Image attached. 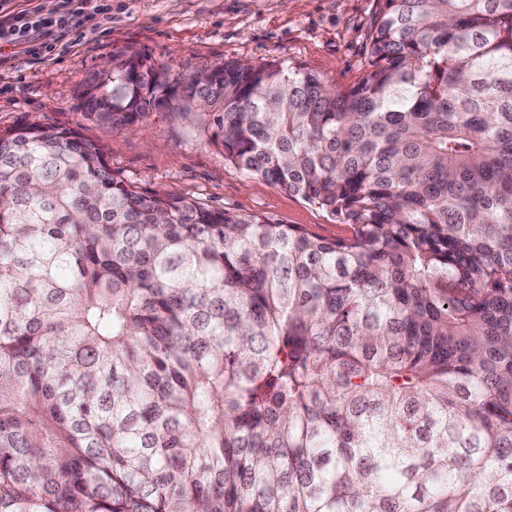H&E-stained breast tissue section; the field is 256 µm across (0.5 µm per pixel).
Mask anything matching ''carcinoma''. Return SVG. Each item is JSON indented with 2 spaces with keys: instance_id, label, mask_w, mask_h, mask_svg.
<instances>
[{
  "instance_id": "carcinoma-1",
  "label": "carcinoma",
  "mask_w": 512,
  "mask_h": 512,
  "mask_svg": "<svg viewBox=\"0 0 512 512\" xmlns=\"http://www.w3.org/2000/svg\"><path fill=\"white\" fill-rule=\"evenodd\" d=\"M371 56L338 90L125 48L80 94L211 113L335 239L0 130V512H512V0H382Z\"/></svg>"
}]
</instances>
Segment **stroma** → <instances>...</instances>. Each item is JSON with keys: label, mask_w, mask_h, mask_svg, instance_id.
Returning a JSON list of instances; mask_svg holds the SVG:
<instances>
[{"label": "stroma", "mask_w": 512, "mask_h": 512, "mask_svg": "<svg viewBox=\"0 0 512 512\" xmlns=\"http://www.w3.org/2000/svg\"><path fill=\"white\" fill-rule=\"evenodd\" d=\"M380 0H112V20L47 59L0 52V130L33 122L71 128L104 148L114 176L144 192L174 193L238 214L345 232L324 210L225 160L205 112L154 111L115 131L84 116L80 93L115 49L150 54L170 77L227 61H274L338 87L367 70Z\"/></svg>", "instance_id": "obj_1"}]
</instances>
